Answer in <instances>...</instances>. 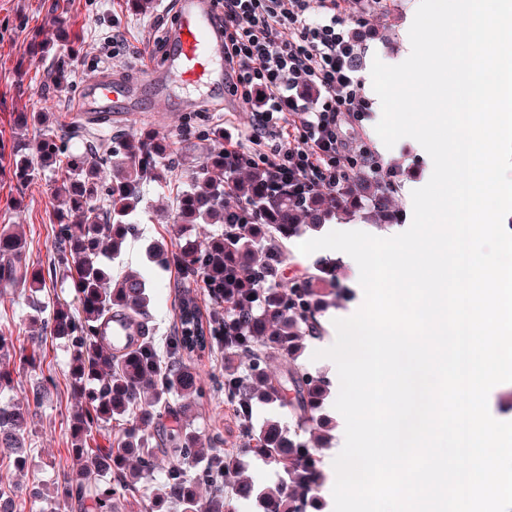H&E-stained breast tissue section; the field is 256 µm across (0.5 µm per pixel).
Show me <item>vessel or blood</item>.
<instances>
[{"label": "vessel or blood", "instance_id": "1", "mask_svg": "<svg viewBox=\"0 0 512 512\" xmlns=\"http://www.w3.org/2000/svg\"><path fill=\"white\" fill-rule=\"evenodd\" d=\"M180 23L170 61L180 78L189 84L212 79L217 47L212 40L215 27L212 0H179ZM117 88L111 82L92 80L83 100V113L103 111L112 101Z\"/></svg>", "mask_w": 512, "mask_h": 512}]
</instances>
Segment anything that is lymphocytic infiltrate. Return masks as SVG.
I'll list each match as a JSON object with an SVG mask.
<instances>
[{"label": "lymphocytic infiltrate", "instance_id": "obj_1", "mask_svg": "<svg viewBox=\"0 0 512 512\" xmlns=\"http://www.w3.org/2000/svg\"><path fill=\"white\" fill-rule=\"evenodd\" d=\"M224 34V77L254 123L250 150L228 141L233 168L258 160L281 182L334 190L370 148L348 140L343 123H360L366 107L350 65L354 15L380 0H215ZM276 133L279 145L265 143Z\"/></svg>", "mask_w": 512, "mask_h": 512}]
</instances>
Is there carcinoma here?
<instances>
[{
  "mask_svg": "<svg viewBox=\"0 0 512 512\" xmlns=\"http://www.w3.org/2000/svg\"><path fill=\"white\" fill-rule=\"evenodd\" d=\"M18 122L42 131L36 146L14 143L9 173L18 183L36 172L53 178V195L63 199L56 210L57 229L50 264L71 279L73 303L58 302L42 317L33 303L29 324L40 332L28 339L30 349L16 348L10 324L0 327V393L14 387L16 369L40 368V338L48 333L69 343V378L78 406L70 415L71 454L77 469L57 484L59 508L89 505L90 512H116L117 496L135 494L142 475L157 469L158 455L145 431L170 409L169 397L201 396L200 375L186 363L194 352H224L243 358L244 370L224 368V400L241 423L240 452L261 457L283 476L257 491L239 477V458L223 450L219 437L179 425L166 439L178 460L161 468L162 490L147 498L144 512H236L234 500L253 497L262 512H308L321 507L323 484L317 443L334 428L324 413L329 382L300 362L304 341L323 334L321 316L333 304V267L321 264L286 281L285 244L306 220L317 228L336 219L398 220L397 184L389 172L364 168L329 192L294 189L252 167L239 177L226 165L224 150L207 154L188 189L177 197L176 224H220L222 231L186 237L169 246L158 242L150 259L178 269L182 280L204 289L212 308L198 319L196 290H178L177 321L166 353L158 350L147 326V269L115 278L108 260L121 253L141 210V186L149 180L161 190L169 185L173 150L151 137L124 136L70 150V141L54 138L46 112H21ZM233 195L236 205L226 206ZM46 287L41 267L30 263L23 233L0 230V294L9 288L37 294ZM124 315L141 328L128 347L112 351L101 342L102 323ZM276 362L282 375L270 370ZM53 379L42 376L24 401L0 400V460L19 469L28 459L32 409L48 398ZM276 404L296 420L284 430L277 422L253 426L255 404ZM123 421L117 447L95 445L101 424ZM200 466L196 476L184 464Z\"/></svg>",
  "mask_w": 512,
  "mask_h": 512,
  "instance_id": "1",
  "label": "carcinoma"
}]
</instances>
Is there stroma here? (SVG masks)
<instances>
[{"label": "stroma", "mask_w": 512, "mask_h": 512, "mask_svg": "<svg viewBox=\"0 0 512 512\" xmlns=\"http://www.w3.org/2000/svg\"><path fill=\"white\" fill-rule=\"evenodd\" d=\"M178 0H154L153 11L138 14L127 0H0V148H11L17 140L35 141V129L22 130L15 124L17 113L47 112L56 117L63 129L84 126L100 139L117 133L153 134L173 143L175 171L172 186L160 190L155 183L141 188L142 209L120 256L112 260L113 276L143 267L149 245L157 241L177 242L174 222L176 197L186 189L193 172L210 151L222 148V141L207 138L206 132L221 126L234 138L246 139L252 114L237 103L224 84L223 74L199 83H184L169 66L167 38L174 35L179 22ZM416 0H382L379 8L362 28L365 35L359 53L362 67L374 60L388 61L400 53L408 38ZM63 17L71 42L80 43L76 54V72L70 86L54 92L55 62L67 55L68 44L56 43L53 52L36 54L35 41L55 38L53 20ZM124 36V43L113 46V34ZM149 65L160 80L147 84L141 80L142 66ZM113 80L139 95L136 108L115 110L109 114L79 116L86 83L98 76ZM392 170L399 189L394 203L402 215H409L404 189L419 179L423 163L410 143H403L396 160H382ZM57 203L51 194L46 173H38L26 184L12 180L7 168L0 167V225L18 224L29 242L28 256L34 264H46L52 250ZM316 230L301 226L287 245V275L315 267L320 263L339 264L333 250L302 254L299 243L316 238ZM181 277L176 269L158 270L150 290L148 326L158 348H166L176 321L175 286ZM43 372L53 377L50 398L37 409L31 420L29 459L24 469L0 463V484L37 487L52 491L64 474L73 470L68 448V420L76 401L70 389L66 341L44 337ZM202 374L204 397L194 409L190 422L201 434L223 439L227 452L238 451L241 437L238 423L216 385L224 371V357L207 354L196 362Z\"/></svg>", "instance_id": "obj_1"}]
</instances>
